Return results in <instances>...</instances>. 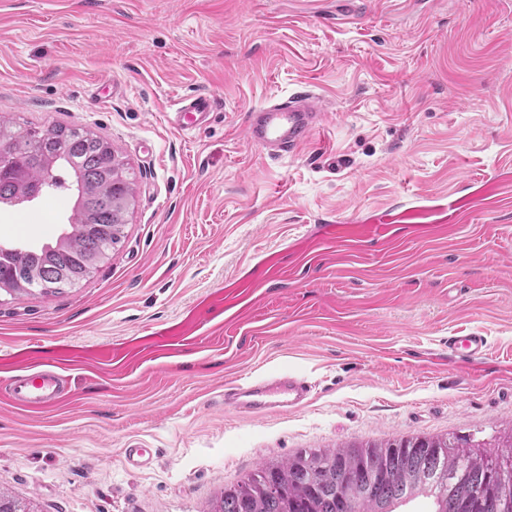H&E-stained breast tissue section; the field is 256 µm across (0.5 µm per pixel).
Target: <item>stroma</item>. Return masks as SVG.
<instances>
[{
    "label": "stroma",
    "mask_w": 512,
    "mask_h": 512,
    "mask_svg": "<svg viewBox=\"0 0 512 512\" xmlns=\"http://www.w3.org/2000/svg\"><path fill=\"white\" fill-rule=\"evenodd\" d=\"M307 88L306 146L246 139ZM199 94L207 126H174ZM0 115L93 130L135 188L90 276L0 295V488L34 512H209L303 449L512 428V0H0ZM73 204L0 205V245L55 244ZM421 207L463 220L428 232ZM472 331L474 365L443 348ZM31 365L63 403L11 404ZM281 374L303 407L225 411V384Z\"/></svg>",
    "instance_id": "35a3bbf8"
}]
</instances>
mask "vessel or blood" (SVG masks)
Instances as JSON below:
<instances>
[{
  "instance_id": "b4317fda",
  "label": "vessel or blood",
  "mask_w": 512,
  "mask_h": 512,
  "mask_svg": "<svg viewBox=\"0 0 512 512\" xmlns=\"http://www.w3.org/2000/svg\"><path fill=\"white\" fill-rule=\"evenodd\" d=\"M213 108L210 98L199 95L181 100L171 112L173 124L184 130L202 127ZM321 116L317 93L305 90L286 99L250 110L246 126L248 140L267 155L293 154L312 137ZM448 349L471 361L484 357L487 339L473 331L448 339ZM309 397L307 383L295 376H282L261 382L236 383L224 388V408L247 415L285 413L303 406ZM62 399L58 376L30 369L18 377L11 388L14 405L42 409L56 405Z\"/></svg>"
}]
</instances>
